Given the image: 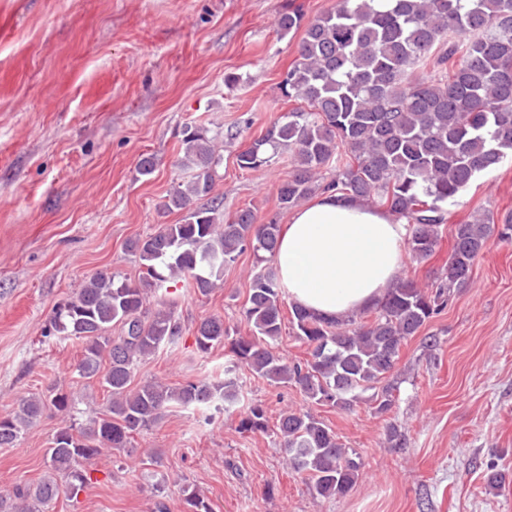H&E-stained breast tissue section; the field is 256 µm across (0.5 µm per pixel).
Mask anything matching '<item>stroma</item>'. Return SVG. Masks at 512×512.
Wrapping results in <instances>:
<instances>
[{
  "label": "stroma",
  "mask_w": 512,
  "mask_h": 512,
  "mask_svg": "<svg viewBox=\"0 0 512 512\" xmlns=\"http://www.w3.org/2000/svg\"><path fill=\"white\" fill-rule=\"evenodd\" d=\"M334 3L0 0V417L53 388L74 400L71 415H45L14 447L0 448V495L38 482L55 433L105 408L106 392L76 372L80 344L44 330L54 305L96 272L138 276L130 241L181 222L182 212L164 204L193 175L180 164L185 125L205 124L226 139L213 190L225 216L249 207L259 222L287 224L277 187L291 171L290 153L259 171L240 170L235 155L292 108L278 85L303 33L280 34V16L296 9L310 20ZM229 72L241 77L232 88ZM146 155L155 161L149 176L138 172ZM487 211L512 213L511 159L448 205L435 254L403 261L404 276L433 282L456 225ZM252 269L245 253L209 296L180 288L184 325L218 315L244 329ZM193 342L185 335L180 347L142 361L134 383L223 378V348L203 355ZM235 377L231 413L169 406L136 436L133 453L103 450L88 465L85 491L46 512H154L160 500L168 512H185L188 488L214 512H512V242L491 239L469 283L403 345L385 416L374 415L367 392L342 411L245 367ZM255 404L271 422L297 409L328 425L362 462L354 487L313 497L275 433L238 432ZM392 427L401 441L389 439ZM152 451L159 463L150 462Z\"/></svg>",
  "instance_id": "stroma-1"
}]
</instances>
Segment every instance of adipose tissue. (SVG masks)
I'll use <instances>...</instances> for the list:
<instances>
[{
    "instance_id": "obj_1",
    "label": "adipose tissue",
    "mask_w": 512,
    "mask_h": 512,
    "mask_svg": "<svg viewBox=\"0 0 512 512\" xmlns=\"http://www.w3.org/2000/svg\"><path fill=\"white\" fill-rule=\"evenodd\" d=\"M405 220L336 193L294 211L275 265L289 301L329 319L376 308L402 270Z\"/></svg>"
}]
</instances>
